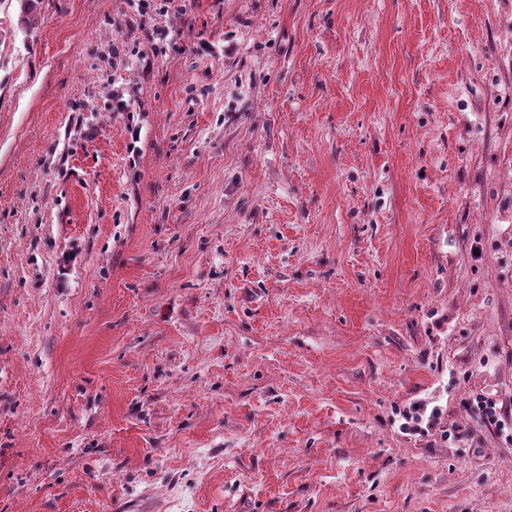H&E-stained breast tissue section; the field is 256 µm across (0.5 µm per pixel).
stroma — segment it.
Listing matches in <instances>:
<instances>
[{
	"label": "stroma",
	"mask_w": 512,
	"mask_h": 512,
	"mask_svg": "<svg viewBox=\"0 0 512 512\" xmlns=\"http://www.w3.org/2000/svg\"><path fill=\"white\" fill-rule=\"evenodd\" d=\"M483 392L512 0H0V512H512Z\"/></svg>",
	"instance_id": "1"
}]
</instances>
